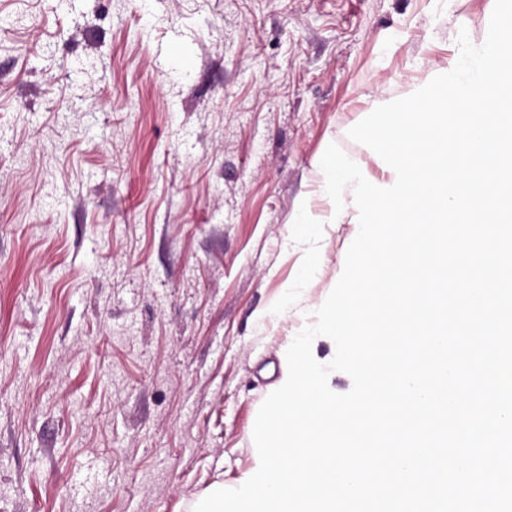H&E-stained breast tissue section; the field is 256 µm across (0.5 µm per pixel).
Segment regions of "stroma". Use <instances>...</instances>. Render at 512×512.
<instances>
[{"label":"stroma","mask_w":512,"mask_h":512,"mask_svg":"<svg viewBox=\"0 0 512 512\" xmlns=\"http://www.w3.org/2000/svg\"><path fill=\"white\" fill-rule=\"evenodd\" d=\"M493 7L0 0V512H188L252 467L355 230L327 146L382 180L349 129Z\"/></svg>","instance_id":"35a3bbf8"}]
</instances>
